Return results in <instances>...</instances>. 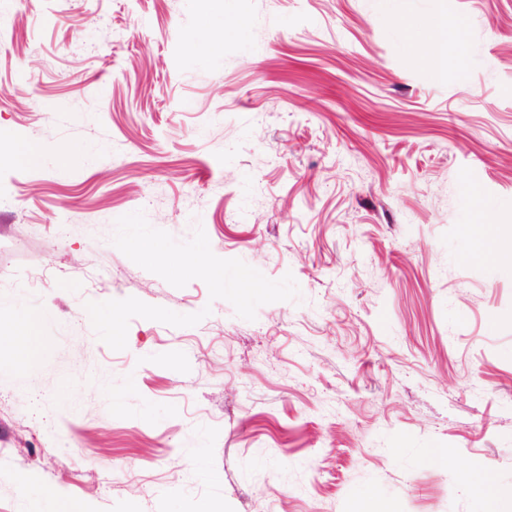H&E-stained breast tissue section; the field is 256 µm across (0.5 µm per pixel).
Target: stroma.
Segmentation results:
<instances>
[{
    "label": "stroma",
    "instance_id": "1",
    "mask_svg": "<svg viewBox=\"0 0 512 512\" xmlns=\"http://www.w3.org/2000/svg\"><path fill=\"white\" fill-rule=\"evenodd\" d=\"M0 130V512H512V0H0ZM448 38L462 40L464 28L460 23L448 24V16L442 15L430 25H426L423 37L417 40L416 46L426 50L435 57H443L448 48ZM8 331V345L14 352L15 356L22 360L29 356L34 348L32 322L30 320L18 319L11 327L0 325V334L2 331ZM464 478L470 491L484 505V512H499L494 504L498 503L500 492L497 483L492 479L489 471L478 463L470 466ZM350 512H401L392 500L379 497L374 492H367L354 500Z\"/></svg>",
    "mask_w": 512,
    "mask_h": 512
}]
</instances>
